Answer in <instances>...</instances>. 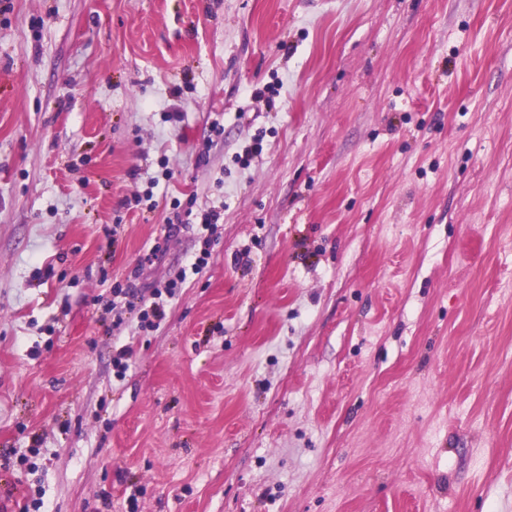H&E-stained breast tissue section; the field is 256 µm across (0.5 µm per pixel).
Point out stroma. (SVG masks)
Wrapping results in <instances>:
<instances>
[{
	"mask_svg": "<svg viewBox=\"0 0 512 512\" xmlns=\"http://www.w3.org/2000/svg\"><path fill=\"white\" fill-rule=\"evenodd\" d=\"M6 3L0 495L512 512V0ZM220 218L221 212L217 210H210L204 214L201 227L208 233L199 237L201 243L199 252L189 257L188 264L179 269L175 276L168 280L163 290L156 289L152 292L150 298H146L135 283L140 276L139 268L131 272L128 278L129 284L125 291L120 288L114 290L116 294H124L127 309L138 313L142 328L154 329L159 327L160 322L166 315V307L172 299L179 295L181 288H183L186 280V270L191 269L195 274H198L208 264L216 241L213 237V230L217 224H220L218 222Z\"/></svg>",
	"mask_w": 512,
	"mask_h": 512,
	"instance_id": "obj_1",
	"label": "stroma"
}]
</instances>
